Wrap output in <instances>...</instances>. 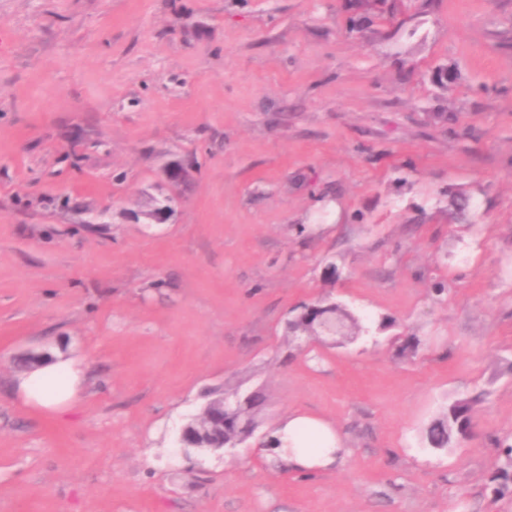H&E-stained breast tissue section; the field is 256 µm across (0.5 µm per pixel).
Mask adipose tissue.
<instances>
[{
  "label": "adipose tissue",
  "mask_w": 512,
  "mask_h": 512,
  "mask_svg": "<svg viewBox=\"0 0 512 512\" xmlns=\"http://www.w3.org/2000/svg\"><path fill=\"white\" fill-rule=\"evenodd\" d=\"M84 381L81 362L56 353L19 373L14 388L24 406L57 413L79 401ZM256 454L277 457L293 472L312 475L338 465L345 448L341 434L329 422L293 413L271 432Z\"/></svg>",
  "instance_id": "adipose-tissue-1"
}]
</instances>
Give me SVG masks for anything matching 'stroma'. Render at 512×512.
<instances>
[{
  "label": "stroma",
  "mask_w": 512,
  "mask_h": 512,
  "mask_svg": "<svg viewBox=\"0 0 512 512\" xmlns=\"http://www.w3.org/2000/svg\"><path fill=\"white\" fill-rule=\"evenodd\" d=\"M315 301L368 334L294 337ZM52 349L60 418L13 389ZM214 389L256 431L180 453ZM295 410L336 469L253 457ZM502 441L512 0H0V512H512ZM84 381L79 360L55 353L19 373L14 388L24 406L57 413L79 401ZM471 401L461 400L448 408L443 418L434 421L427 429L426 440L431 448H446L458 431L468 430L470 419Z\"/></svg>",
  "instance_id": "stroma-1"
}]
</instances>
